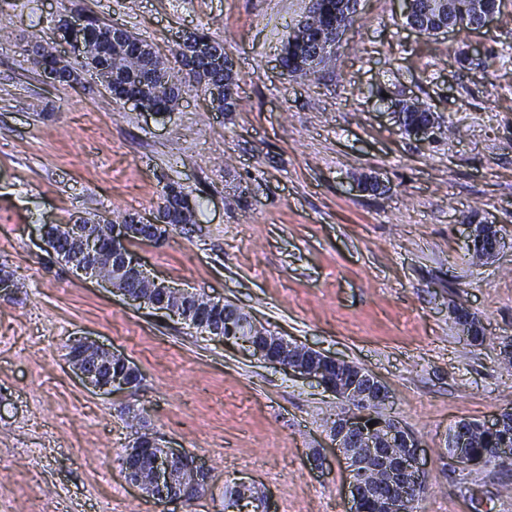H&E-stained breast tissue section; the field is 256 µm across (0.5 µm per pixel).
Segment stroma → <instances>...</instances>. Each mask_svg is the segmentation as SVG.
<instances>
[{"label": "stroma", "mask_w": 512, "mask_h": 512, "mask_svg": "<svg viewBox=\"0 0 512 512\" xmlns=\"http://www.w3.org/2000/svg\"><path fill=\"white\" fill-rule=\"evenodd\" d=\"M307 0H0V512H224L237 480L274 512H346L348 471L327 424L343 405L316 382L250 358L186 324L82 279L38 228L148 215L166 181L194 223L134 244L148 271L233 303L289 341L352 361L388 388L386 415L422 442L416 512H512V467L451 465L463 419L512 409V0L488 27L434 36L407 25L405 0H359L355 24L308 80L280 49ZM127 29L173 60L205 28L236 65V106L219 112L184 89L173 111L114 100L89 74L46 79L30 47H57L60 20ZM469 51L482 66H461ZM423 101L444 127L402 134L396 100ZM360 175L381 195L352 191ZM495 222L510 248L468 251V219ZM467 308L485 340L453 319ZM89 337L124 354L140 386L107 396L73 373L67 346ZM148 432L210 471L191 503L168 506L129 485L119 458ZM322 467H315L314 455Z\"/></svg>", "instance_id": "1"}]
</instances>
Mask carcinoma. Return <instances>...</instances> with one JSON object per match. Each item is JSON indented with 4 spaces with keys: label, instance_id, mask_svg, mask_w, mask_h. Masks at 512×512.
I'll list each match as a JSON object with an SVG mask.
<instances>
[{
    "label": "carcinoma",
    "instance_id": "1",
    "mask_svg": "<svg viewBox=\"0 0 512 512\" xmlns=\"http://www.w3.org/2000/svg\"><path fill=\"white\" fill-rule=\"evenodd\" d=\"M491 0H412V10L405 15L406 24L419 26L421 33L433 36L441 28L466 27L479 23L481 14ZM307 35L302 40H287L283 48L286 54L283 64L288 74L295 78L308 77L317 72L310 58L318 52L333 53L336 48V29L350 28L356 21V7L350 0H310ZM214 41L222 48L224 43L214 40L208 32L199 30L186 36L180 45L175 63L168 62L156 54L135 55L132 43L139 38L124 30L120 37L112 38V45L102 56V63L112 71L111 94L121 100L127 96L140 98L146 106L159 111L169 112L177 103L182 88L192 84L200 87L209 95L211 104L219 112H229L235 104V98L224 97V88H235L236 74L224 71V66L214 65L211 61L197 60L193 46L199 41ZM400 112L407 125L429 123L434 120L430 108L415 100H399ZM169 185L162 188L161 202L154 210L156 217H163L168 223L191 224L194 213L185 216L175 210L174 202L168 192ZM461 424L472 435L474 445L470 452L481 457L491 448L512 447V422L502 429L489 433L481 430L480 423L463 420Z\"/></svg>",
    "mask_w": 512,
    "mask_h": 512
}]
</instances>
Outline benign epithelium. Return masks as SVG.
Wrapping results in <instances>:
<instances>
[{
    "instance_id": "benign-epithelium-1",
    "label": "benign epithelium",
    "mask_w": 512,
    "mask_h": 512,
    "mask_svg": "<svg viewBox=\"0 0 512 512\" xmlns=\"http://www.w3.org/2000/svg\"><path fill=\"white\" fill-rule=\"evenodd\" d=\"M88 21L66 20L61 28L63 39L73 53L88 58L89 70L105 88L112 75L98 60L89 57V43L83 40ZM401 133L419 141H430L438 133L437 122L406 126L403 114L393 111ZM108 236L99 237L96 225L88 223L74 235V240L59 247L50 234L51 225L42 227V238L52 252L73 265L87 278L139 304L164 311L224 344L237 345L251 356L270 365L282 367L292 376L313 379L344 401L346 411L331 422L334 447L344 457L349 474V512H365L372 502L377 512H409V506L424 490V473L417 466L420 443L398 419L387 418L381 431L368 427L377 407L386 404L387 387L365 368L345 359L326 355L310 346L293 343L276 334L256 336L255 319L236 306L224 308L221 317L208 316L196 306L198 293L183 291L149 274L140 257L129 248L132 238L161 240L172 225L150 215L127 216L119 221L107 217ZM470 251L479 260H491L505 248L503 237L494 224L468 225ZM149 285L150 298L129 287L117 288L113 277ZM68 360L79 377L94 389L112 394L140 385L142 374L124 355L116 353L87 337L71 340ZM449 456L463 466L499 468L512 462V448H493L480 459L469 451V435L457 424L448 438ZM121 470L126 481L143 496L163 503L189 502L208 486L210 471L202 461L160 443L151 433L139 435L125 449ZM252 486L238 483L232 499L238 512L260 510V499L251 494Z\"/></svg>"
}]
</instances>
